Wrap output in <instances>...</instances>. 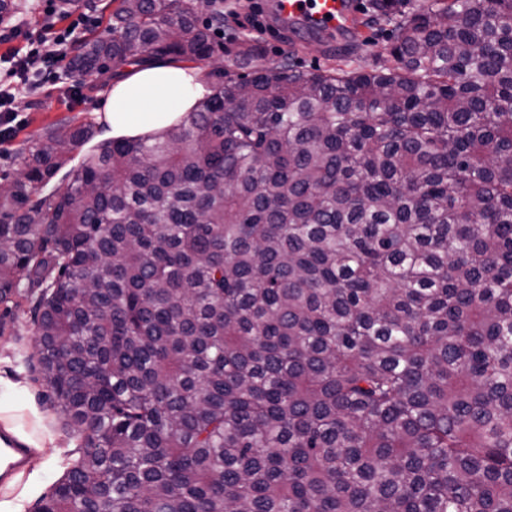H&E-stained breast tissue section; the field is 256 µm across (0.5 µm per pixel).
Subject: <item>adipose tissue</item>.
Wrapping results in <instances>:
<instances>
[{"instance_id": "ef3b65f1", "label": "adipose tissue", "mask_w": 512, "mask_h": 512, "mask_svg": "<svg viewBox=\"0 0 512 512\" xmlns=\"http://www.w3.org/2000/svg\"><path fill=\"white\" fill-rule=\"evenodd\" d=\"M210 92L196 67L169 60L130 65L113 78L107 93L102 111L106 135L118 139L160 134ZM22 390L20 375L0 370V448L15 442L39 453L55 437L36 403L21 400ZM65 464L59 452L51 465L38 464L13 474L7 493L0 496V512H27L28 503L43 490L47 468L61 469Z\"/></svg>"}]
</instances>
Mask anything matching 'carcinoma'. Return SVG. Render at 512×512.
<instances>
[{
    "label": "carcinoma",
    "instance_id": "carcinoma-1",
    "mask_svg": "<svg viewBox=\"0 0 512 512\" xmlns=\"http://www.w3.org/2000/svg\"><path fill=\"white\" fill-rule=\"evenodd\" d=\"M110 5L69 73L218 52L224 0ZM391 40L328 71L243 41L161 135L17 156L0 305L81 438L37 512H512V0Z\"/></svg>",
    "mask_w": 512,
    "mask_h": 512
}]
</instances>
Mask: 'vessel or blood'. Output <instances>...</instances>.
<instances>
[{"mask_svg": "<svg viewBox=\"0 0 512 512\" xmlns=\"http://www.w3.org/2000/svg\"><path fill=\"white\" fill-rule=\"evenodd\" d=\"M277 16L319 31L341 33L354 26L351 0H275Z\"/></svg>", "mask_w": 512, "mask_h": 512, "instance_id": "b4317fda", "label": "vessel or blood"}]
</instances>
